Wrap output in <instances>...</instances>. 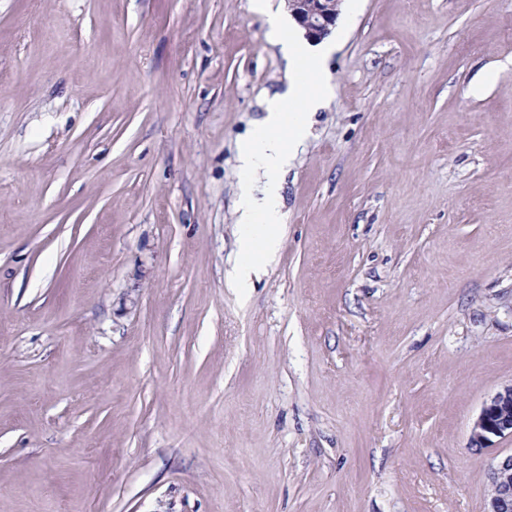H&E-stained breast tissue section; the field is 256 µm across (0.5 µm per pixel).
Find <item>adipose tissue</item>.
<instances>
[{"label": "adipose tissue", "instance_id": "1", "mask_svg": "<svg viewBox=\"0 0 512 512\" xmlns=\"http://www.w3.org/2000/svg\"><path fill=\"white\" fill-rule=\"evenodd\" d=\"M270 40L288 62V85L264 102V116L238 145L239 218L236 271L239 287H250L263 259L278 247L280 175L291 147L309 134L310 114L320 105L328 80L324 63L330 44L312 45L290 30L282 16L270 19Z\"/></svg>", "mask_w": 512, "mask_h": 512}]
</instances>
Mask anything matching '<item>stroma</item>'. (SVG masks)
Masks as SVG:
<instances>
[{
  "label": "stroma",
  "instance_id": "stroma-1",
  "mask_svg": "<svg viewBox=\"0 0 512 512\" xmlns=\"http://www.w3.org/2000/svg\"><path fill=\"white\" fill-rule=\"evenodd\" d=\"M247 291L251 0H0V512H487L512 439V0H342ZM512 437V382L487 399L473 421L470 446L487 448L494 438Z\"/></svg>",
  "mask_w": 512,
  "mask_h": 512
}]
</instances>
